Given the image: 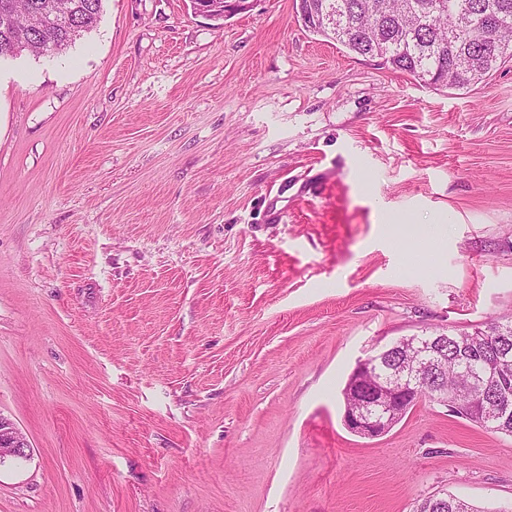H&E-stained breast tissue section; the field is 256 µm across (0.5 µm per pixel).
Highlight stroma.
Wrapping results in <instances>:
<instances>
[{"label":"stroma","instance_id":"35a3bbf8","mask_svg":"<svg viewBox=\"0 0 512 512\" xmlns=\"http://www.w3.org/2000/svg\"><path fill=\"white\" fill-rule=\"evenodd\" d=\"M510 312L512 59L425 88L295 0L0 59V512H501L512 437L425 400L365 439L341 390ZM30 446L14 424L0 415V462L29 456ZM415 512H488L451 494L446 496L430 495L422 499Z\"/></svg>","mask_w":512,"mask_h":512}]
</instances>
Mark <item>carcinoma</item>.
<instances>
[{
  "label": "carcinoma",
  "instance_id": "carcinoma-1",
  "mask_svg": "<svg viewBox=\"0 0 512 512\" xmlns=\"http://www.w3.org/2000/svg\"><path fill=\"white\" fill-rule=\"evenodd\" d=\"M49 0H0V54L17 56L59 52L97 27L104 0H67L70 24L37 23ZM345 19L336 27L308 25V31L332 39L349 51L382 64L426 86L467 89L512 58V0H336ZM512 361V321L495 320L487 329L448 334V371L425 379L426 398L453 394L457 371L468 361L477 366L496 359ZM508 402V417L489 421L482 412L460 417L491 432L512 436V381L476 392V399ZM415 512H486L451 494L422 499Z\"/></svg>",
  "mask_w": 512,
  "mask_h": 512
}]
</instances>
